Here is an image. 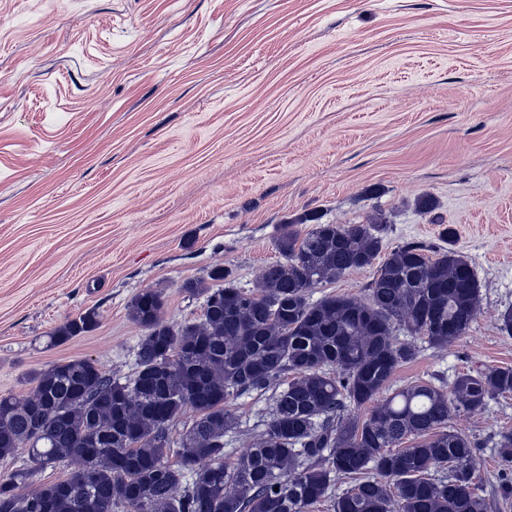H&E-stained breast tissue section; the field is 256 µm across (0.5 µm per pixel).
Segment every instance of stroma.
I'll return each mask as SVG.
<instances>
[{"instance_id": "1", "label": "stroma", "mask_w": 512, "mask_h": 512, "mask_svg": "<svg viewBox=\"0 0 512 512\" xmlns=\"http://www.w3.org/2000/svg\"><path fill=\"white\" fill-rule=\"evenodd\" d=\"M374 212L389 250L454 228L479 284L467 333L416 340L393 387L512 366V0H0V395L71 358L129 377L138 292L199 321L185 282L220 263L256 289L281 224ZM90 309L95 330L48 346ZM227 407L230 464L271 396ZM451 426L493 497L512 394Z\"/></svg>"}]
</instances>
